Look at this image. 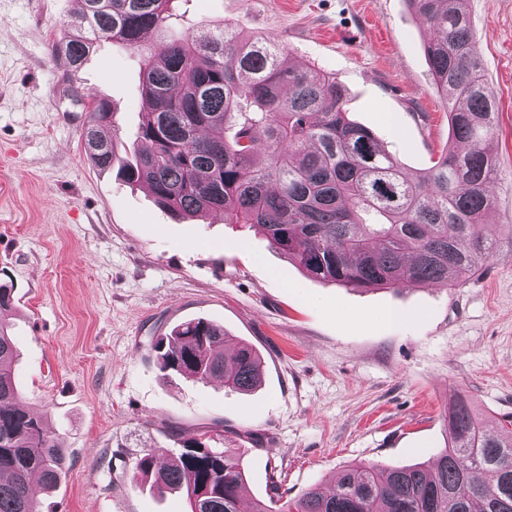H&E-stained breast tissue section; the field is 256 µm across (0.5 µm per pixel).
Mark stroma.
Returning a JSON list of instances; mask_svg holds the SVG:
<instances>
[{"label": "stroma", "mask_w": 512, "mask_h": 512, "mask_svg": "<svg viewBox=\"0 0 512 512\" xmlns=\"http://www.w3.org/2000/svg\"><path fill=\"white\" fill-rule=\"evenodd\" d=\"M183 27L234 25L284 42L335 77L351 120L408 173L451 143L424 27L406 0H178ZM78 0H0V279L23 403L46 414L69 456L41 512H188L140 486L136 457L197 438L245 447L244 495L277 481L288 498L330 488L345 466L410 465L444 450L448 406L465 393L492 432L512 413V0H469L486 87L500 107L492 142L502 181L501 247L460 287L355 291L308 277L257 230L220 212L182 219L145 185L102 170L82 140L84 92L108 97L117 154L133 149L141 72L102 43L76 73L50 58ZM261 355L263 382L162 375L151 337L192 318Z\"/></svg>", "instance_id": "1"}]
</instances>
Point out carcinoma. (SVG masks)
I'll return each instance as SVG.
<instances>
[{"label":"carcinoma","mask_w":512,"mask_h":512,"mask_svg":"<svg viewBox=\"0 0 512 512\" xmlns=\"http://www.w3.org/2000/svg\"><path fill=\"white\" fill-rule=\"evenodd\" d=\"M176 0H81L52 44L78 71L101 42L140 57L142 121L126 183H147L158 207L179 216L221 211L259 230L316 279L360 291L404 284L459 287L498 248L487 232L500 172L489 148L499 107L487 93L469 0H407L428 32L433 89L448 107L459 147L408 175L375 133L348 117L336 78L295 64L288 46L219 29L174 32ZM167 32L157 43L144 34ZM107 99L88 101L84 146L112 168L116 129ZM13 286L0 282V512H40L30 476L46 489L64 475L67 448L20 403L13 378ZM156 365L193 382L214 377L232 392L261 384L248 344L227 345L224 326L198 318L149 341ZM448 446L412 466L360 463L284 499L277 481L250 512H512V413L488 432L468 398L448 409ZM244 451L194 439L172 457L150 451L136 476L186 496L191 512H241Z\"/></svg>","instance_id":"1"}]
</instances>
